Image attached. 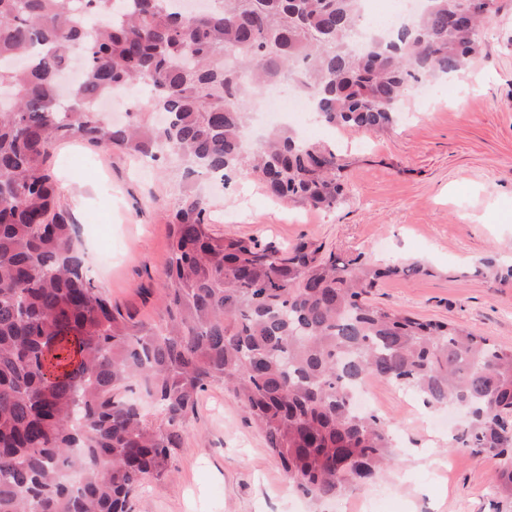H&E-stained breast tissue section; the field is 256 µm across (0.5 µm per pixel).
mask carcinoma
I'll return each instance as SVG.
<instances>
[{
	"mask_svg": "<svg viewBox=\"0 0 512 512\" xmlns=\"http://www.w3.org/2000/svg\"><path fill=\"white\" fill-rule=\"evenodd\" d=\"M213 2L186 16L181 0H0V512H134L146 478H172L216 383L296 490L335 500L392 462L389 427L353 406L368 378L430 408L465 407L456 441L497 459L495 488L512 499V348L367 300L421 263L381 268L311 241L226 236L188 189L171 216L157 323L90 277L57 202L53 144L78 134L154 163L172 155L184 178L243 172L278 199L332 208L344 190L336 150L289 129L244 150L252 100L296 74L317 121L383 132L410 82L464 67L501 10L426 0L353 52L363 0ZM143 85L155 95L127 122L102 118L104 95ZM473 274L511 282L512 264L485 257ZM135 385L160 422L128 396Z\"/></svg>",
	"mask_w": 512,
	"mask_h": 512,
	"instance_id": "1",
	"label": "carcinoma"
}]
</instances>
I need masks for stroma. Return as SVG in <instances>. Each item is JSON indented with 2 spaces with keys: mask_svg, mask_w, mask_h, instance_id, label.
<instances>
[{
  "mask_svg": "<svg viewBox=\"0 0 512 512\" xmlns=\"http://www.w3.org/2000/svg\"><path fill=\"white\" fill-rule=\"evenodd\" d=\"M488 26L468 64L466 93L425 103L409 89L398 123L381 135L322 128L345 162L344 196L332 209L271 198L258 179L212 186L197 179L217 232L276 245L308 239L373 264L425 261L428 274L379 281L369 302L453 322L512 347V284L469 275L480 258L512 262V0ZM60 206L78 226L86 263L113 302L159 319V279L168 262L167 215L184 188L173 164L147 173L116 149L80 136L56 143ZM377 414L393 431L395 463L356 499L384 492L381 512H512L493 488L494 459L456 447L457 416L435 427L409 412L402 389L370 381ZM169 480L147 479L136 512H338L295 492L242 404L223 385L200 398Z\"/></svg>",
  "mask_w": 512,
  "mask_h": 512,
  "instance_id": "1",
  "label": "stroma"
}]
</instances>
